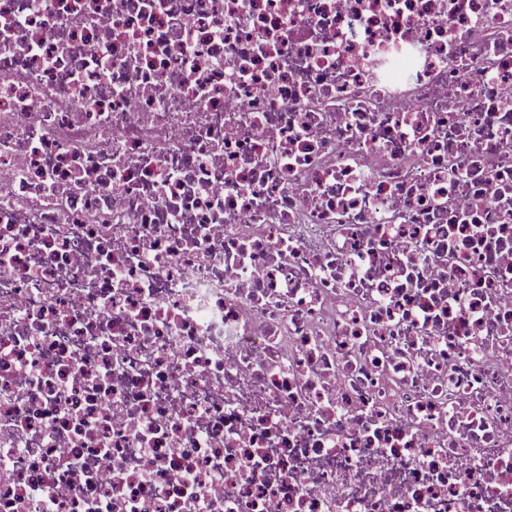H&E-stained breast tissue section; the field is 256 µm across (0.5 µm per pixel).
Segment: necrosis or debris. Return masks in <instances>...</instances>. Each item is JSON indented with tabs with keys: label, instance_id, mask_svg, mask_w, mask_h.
Here are the masks:
<instances>
[{
	"label": "necrosis or debris",
	"instance_id": "necrosis-or-debris-1",
	"mask_svg": "<svg viewBox=\"0 0 512 512\" xmlns=\"http://www.w3.org/2000/svg\"><path fill=\"white\" fill-rule=\"evenodd\" d=\"M0 512H512V0H0Z\"/></svg>",
	"mask_w": 512,
	"mask_h": 512
}]
</instances>
